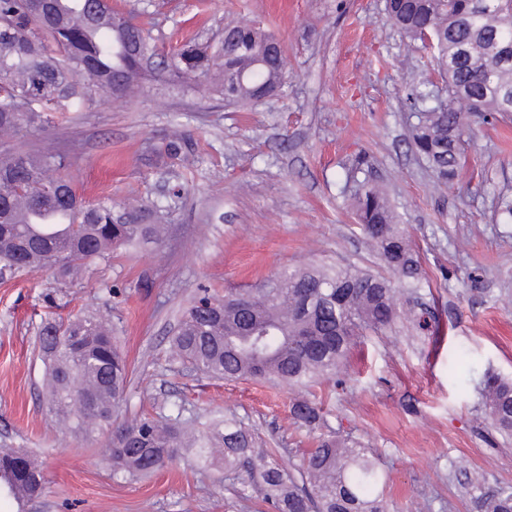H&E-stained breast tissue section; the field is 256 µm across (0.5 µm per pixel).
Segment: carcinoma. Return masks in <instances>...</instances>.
Masks as SVG:
<instances>
[{"instance_id":"1","label":"carcinoma","mask_w":512,"mask_h":512,"mask_svg":"<svg viewBox=\"0 0 512 512\" xmlns=\"http://www.w3.org/2000/svg\"><path fill=\"white\" fill-rule=\"evenodd\" d=\"M387 15L440 67L446 98L418 113L413 143L451 187L468 144L467 118L512 114V0H387ZM282 54L280 40L260 25L228 22L220 43L188 41L167 61L151 29L112 0H0V271L50 268L68 288L83 266L160 236L164 206H153L149 224L136 208L86 206L63 174L64 156L16 148L48 113L123 98L158 70L188 93L213 89L228 105H257L285 82ZM49 209L66 212L68 223H53ZM355 209L390 276L323 266L284 271L249 293L205 291L171 337L175 359L212 378L296 386L336 373L358 337L391 328L399 317L394 281L415 288L418 260L378 185H361ZM39 341L57 424L83 438L110 425L130 382L112 328L51 317ZM485 385L493 424L512 432V382L491 375ZM291 415L311 431L322 418L307 399L293 403ZM113 433L115 475H149L188 449L197 466L234 476L241 505L258 494L273 512H387L374 457L333 433L317 436L295 469L256 447L237 419L185 421L177 405L164 423L144 415ZM42 487L40 465L25 449L0 448V497L23 503ZM481 508L512 512V486L481 496Z\"/></svg>"}]
</instances>
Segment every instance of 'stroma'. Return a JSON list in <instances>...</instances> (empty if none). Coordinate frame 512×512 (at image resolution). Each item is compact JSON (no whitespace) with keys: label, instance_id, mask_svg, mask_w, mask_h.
Returning <instances> with one entry per match:
<instances>
[{"label":"stroma","instance_id":"1","mask_svg":"<svg viewBox=\"0 0 512 512\" xmlns=\"http://www.w3.org/2000/svg\"><path fill=\"white\" fill-rule=\"evenodd\" d=\"M151 27L202 40L227 21L266 24L285 45L282 93L226 105L158 80L86 112L52 113L32 139L65 154L87 202L165 206L163 241L118 251L73 287L52 271L0 282V448L43 468L41 497L0 512H238L223 471L191 455L146 479L113 476L109 431L59 432L45 402L39 331L60 316L108 322L133 372L122 422L183 407L185 419L232 415L287 468L313 439L290 415L318 404L324 430L369 448L387 475L388 512H479L480 490L512 486V434L492 425L483 382L512 380V116L470 120L454 187L435 182L411 141L415 114L444 93L437 66L387 19L386 0H117ZM178 155L160 157L168 144ZM370 179L387 193L420 261L419 286L383 335L357 339L348 361L311 387L225 382L175 360L170 339L198 288L262 287L286 270L350 265L385 272L357 223L353 195Z\"/></svg>","mask_w":512,"mask_h":512}]
</instances>
